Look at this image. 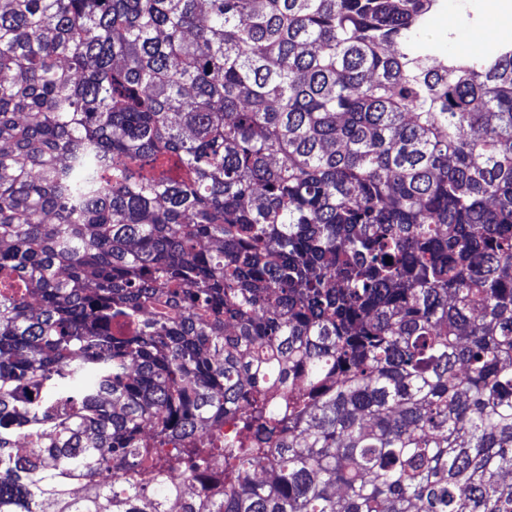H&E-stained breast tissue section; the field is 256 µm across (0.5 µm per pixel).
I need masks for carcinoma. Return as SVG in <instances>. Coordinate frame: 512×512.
I'll use <instances>...</instances> for the list:
<instances>
[{
  "label": "carcinoma",
  "instance_id": "cac0c4a2",
  "mask_svg": "<svg viewBox=\"0 0 512 512\" xmlns=\"http://www.w3.org/2000/svg\"><path fill=\"white\" fill-rule=\"evenodd\" d=\"M434 2L0 0V512H512V55ZM470 3V0H454L448 10L435 15L430 22L428 32L437 39L447 54L458 53L452 49L460 27L477 26L496 17L490 13L495 8L483 10L479 15L472 17L473 9L469 7ZM499 34V31L494 26H488L486 28H473L470 29L466 36L461 38V43L463 45H470L466 52L469 57L470 61H481V50L484 44H477V45H471L473 41H481V40H487L492 37H497Z\"/></svg>",
  "mask_w": 512,
  "mask_h": 512
}]
</instances>
